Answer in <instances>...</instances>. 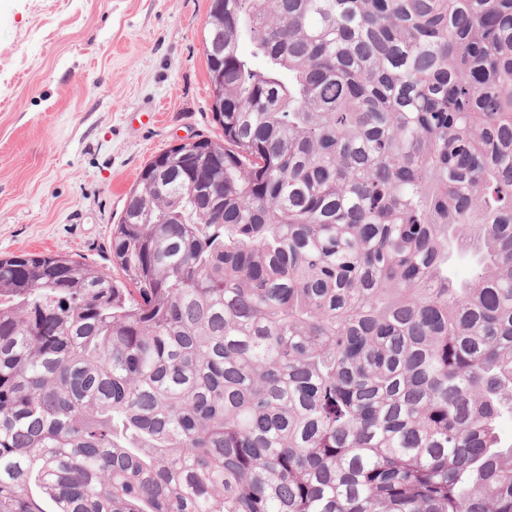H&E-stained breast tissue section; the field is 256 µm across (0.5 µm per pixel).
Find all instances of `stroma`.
<instances>
[{
    "mask_svg": "<svg viewBox=\"0 0 512 512\" xmlns=\"http://www.w3.org/2000/svg\"><path fill=\"white\" fill-rule=\"evenodd\" d=\"M209 3L0 0V252L111 267L112 227L144 165L221 136Z\"/></svg>",
    "mask_w": 512,
    "mask_h": 512,
    "instance_id": "35a3bbf8",
    "label": "stroma"
}]
</instances>
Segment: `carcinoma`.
<instances>
[{"mask_svg": "<svg viewBox=\"0 0 512 512\" xmlns=\"http://www.w3.org/2000/svg\"><path fill=\"white\" fill-rule=\"evenodd\" d=\"M204 42L209 197L145 165L115 275L0 254V512H512V0Z\"/></svg>", "mask_w": 512, "mask_h": 512, "instance_id": "carcinoma-1", "label": "carcinoma"}]
</instances>
